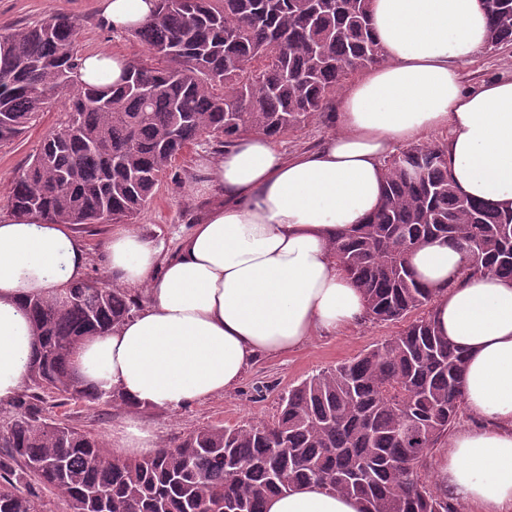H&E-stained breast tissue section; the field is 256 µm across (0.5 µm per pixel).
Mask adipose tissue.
<instances>
[{"label": "adipose tissue", "mask_w": 512, "mask_h": 512, "mask_svg": "<svg viewBox=\"0 0 512 512\" xmlns=\"http://www.w3.org/2000/svg\"><path fill=\"white\" fill-rule=\"evenodd\" d=\"M101 7L123 30L149 19L155 0ZM371 20L385 61L345 86L338 131L320 149L288 158L266 136L242 134L214 169L222 203L167 260L133 231L113 235V272L149 301L83 342L73 361L80 378L119 390L131 409L176 411L236 387L259 356L359 323L362 293L337 269L329 244L380 208L384 159L430 132L447 129L448 170L462 193L512 207V77L462 86L461 64L487 42L480 0H371ZM125 65L118 54H89L77 80L116 84ZM87 262L73 225L0 215V405L18 396L36 348L22 303L82 279ZM409 263L437 294L440 332L468 353L464 409L474 423L437 453V486L464 512H512V282L464 275V257L438 242L413 251ZM112 446L138 456L157 442L133 419L113 430ZM266 512L360 505L305 485L269 497Z\"/></svg>", "instance_id": "adipose-tissue-1"}]
</instances>
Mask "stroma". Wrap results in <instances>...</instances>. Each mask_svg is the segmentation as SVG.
<instances>
[{
  "instance_id": "35a3bbf8",
  "label": "stroma",
  "mask_w": 512,
  "mask_h": 512,
  "mask_svg": "<svg viewBox=\"0 0 512 512\" xmlns=\"http://www.w3.org/2000/svg\"><path fill=\"white\" fill-rule=\"evenodd\" d=\"M101 0H0V32L33 25L51 13L74 16L80 24L77 49L80 55L109 51L135 60L145 58V46L129 33L112 29L103 21ZM463 85L480 83L512 75V46L497 51L481 49L463 65ZM64 105L55 102L41 112L14 144L0 149V213L9 214L8 190L30 156L39 150L43 139L62 120ZM333 114L278 139L281 150L289 155L318 148L334 131ZM224 154L217 138L203 137L177 156L159 186L149 208L133 229L152 241L160 257L174 254L181 238L217 200L210 186V169ZM115 224L88 226L81 234L88 254V268L97 278L116 285L106 259V244L118 232ZM398 323L363 320L344 335L320 336L285 356L262 357L252 363L241 383L224 395L178 411L146 409L139 412L121 403L89 407L71 403L48 409V416L71 420L89 431L111 436L113 428L129 417H137L149 427L159 443L174 442L207 426L236 427L247 422H273L280 410L279 397L291 386L320 370L352 359L365 349L383 342L401 331Z\"/></svg>"
}]
</instances>
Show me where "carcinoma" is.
Returning <instances> with one entry per match:
<instances>
[{
    "instance_id": "carcinoma-1",
    "label": "carcinoma",
    "mask_w": 512,
    "mask_h": 512,
    "mask_svg": "<svg viewBox=\"0 0 512 512\" xmlns=\"http://www.w3.org/2000/svg\"><path fill=\"white\" fill-rule=\"evenodd\" d=\"M370 0H157L130 30L149 56L117 87L77 83L74 17L52 13L0 33V146L53 100L66 119L12 182V210L54 224L130 223L172 163L212 134L271 139L322 116L355 71L385 61ZM487 48L512 45V0H483ZM380 209L331 243L362 292L366 318L397 323L436 293L408 255L442 241L466 271L512 280V210L459 192L439 144L384 161ZM141 299L97 278L63 285L23 311L37 331L24 390L0 429V512H40L42 494L68 512H265L267 497L303 484L354 497L362 512H454L422 481L463 404L465 349L432 315L280 396L271 423L208 426L140 457L111 454L105 436L45 415L71 401L107 405L117 391L71 372L82 342L131 318Z\"/></svg>"
}]
</instances>
